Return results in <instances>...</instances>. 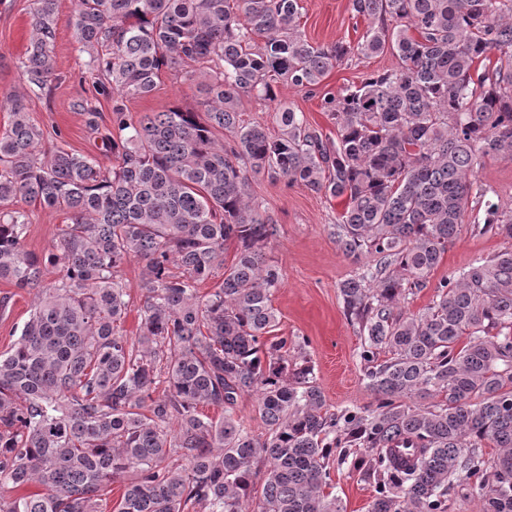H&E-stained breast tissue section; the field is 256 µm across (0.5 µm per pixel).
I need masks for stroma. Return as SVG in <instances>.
<instances>
[{
  "label": "stroma",
  "mask_w": 512,
  "mask_h": 512,
  "mask_svg": "<svg viewBox=\"0 0 512 512\" xmlns=\"http://www.w3.org/2000/svg\"><path fill=\"white\" fill-rule=\"evenodd\" d=\"M300 5V31L312 43L329 44L339 39L354 42L367 28L365 20L353 17L350 0H300ZM32 8L33 0H0V100L14 93L25 94L31 120L45 133V149H63L110 165V155L89 129L88 116L79 107L80 100L92 94L97 75L86 67L84 57L76 50L71 26L75 2L58 0L54 55L59 80L43 94L31 92L18 68L29 44ZM395 63L388 50L356 57L334 69L315 91L307 92L282 81L276 88L277 95L282 103L302 112L311 127L332 136L336 129L322 108L324 96L358 84L365 74ZM205 99L201 86L184 83L175 73L166 72L151 93L128 102L127 114L136 121L176 106L200 112ZM249 191L278 223V235L265 249L268 263L282 275V285L272 300L279 321L278 335L301 342L330 411L374 407L377 396L363 376L358 327L345 312L339 286L364 266L374 264L375 259H355L338 248L331 231L344 208L343 199L265 175L252 178ZM28 213L24 248L45 254L66 216L35 204L29 205ZM510 249L512 239L483 232L480 224L465 222L430 274L426 288L408 296L403 310L421 311L431 303L441 280ZM32 300L31 293L0 280V354L9 351L18 339ZM332 479V492L341 499L345 512H368L374 488L361 480L352 462L334 466Z\"/></svg>",
  "instance_id": "obj_1"
}]
</instances>
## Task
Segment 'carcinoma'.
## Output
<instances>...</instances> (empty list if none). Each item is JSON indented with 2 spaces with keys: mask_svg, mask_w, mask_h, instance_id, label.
Listing matches in <instances>:
<instances>
[{
  "mask_svg": "<svg viewBox=\"0 0 512 512\" xmlns=\"http://www.w3.org/2000/svg\"><path fill=\"white\" fill-rule=\"evenodd\" d=\"M350 7L368 21L363 36L315 45L299 31V0H77L73 36L95 93L112 99V126L100 128L92 101L80 107L109 167L43 152L25 97L7 100L0 280L34 304L0 355V486L43 492L0 497V512H104L116 479L113 512H342L330 460L352 447L375 491L368 512H447L454 484L480 491V512H512V250L441 282L423 311L399 310L470 213L512 238V208L478 178L485 158L512 161V0ZM56 11L57 0H34L20 61L34 90L58 79ZM387 49L395 66L323 99L334 138L290 107L277 108L274 136L240 119L244 96L272 104L279 80L312 92L346 59ZM179 68L205 87L204 115L127 118V100ZM260 174L345 198L336 244L377 257L340 286L371 410L328 412L300 344L275 335L282 278L264 249L276 220L249 194ZM31 204L69 215L43 257L23 245ZM132 257L144 269L129 338L118 323ZM250 392L261 437L237 420Z\"/></svg>",
  "mask_w": 512,
  "mask_h": 512,
  "instance_id": "cac0c4a2",
  "label": "carcinoma"
}]
</instances>
